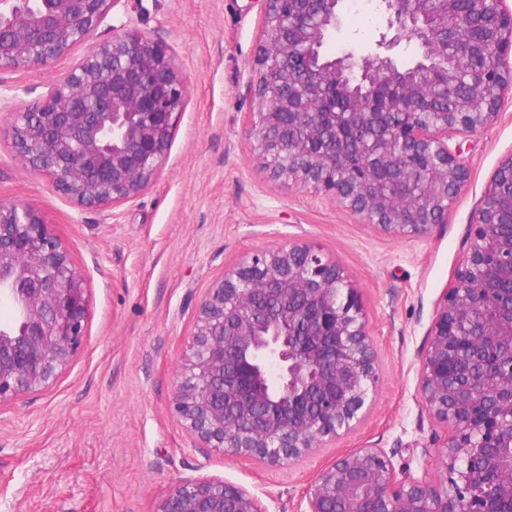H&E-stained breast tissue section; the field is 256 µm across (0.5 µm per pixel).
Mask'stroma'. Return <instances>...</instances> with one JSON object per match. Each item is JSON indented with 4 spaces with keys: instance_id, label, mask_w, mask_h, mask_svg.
I'll list each match as a JSON object with an SVG mask.
<instances>
[{
    "instance_id": "1",
    "label": "stroma",
    "mask_w": 512,
    "mask_h": 512,
    "mask_svg": "<svg viewBox=\"0 0 512 512\" xmlns=\"http://www.w3.org/2000/svg\"><path fill=\"white\" fill-rule=\"evenodd\" d=\"M133 23L176 57L188 89L165 166L136 198L85 209L31 173L11 145L12 113L37 104L90 47ZM383 26L375 0L347 11L333 52L367 53ZM260 0H120L86 43L45 69L0 72L20 87L0 110V201L37 212L80 271L90 300L82 349L58 380L0 412V512H157L186 477L208 476L297 512L321 469L380 448L395 471L435 477L425 449L442 425L422 408L420 355L467 252L469 220L512 157V94L496 122L461 136L469 180L446 223L395 240L327 197L272 180L252 149L249 81L263 39ZM309 242L348 274L376 342L380 381L360 423L281 466L200 447L172 409L175 370L199 308L225 270L258 250Z\"/></svg>"
}]
</instances>
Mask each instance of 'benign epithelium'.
Listing matches in <instances>:
<instances>
[{
	"mask_svg": "<svg viewBox=\"0 0 512 512\" xmlns=\"http://www.w3.org/2000/svg\"><path fill=\"white\" fill-rule=\"evenodd\" d=\"M121 0H0V71L46 68ZM250 135L270 176L312 189L396 239L447 222L466 185L448 141L492 125L512 90L507 0H381L373 52L329 57L343 0H263ZM416 62L400 69L402 44ZM187 91L167 47L136 28L93 46L13 113L31 172L85 207L133 200L164 166ZM0 409L53 385L81 350L83 277L31 209L0 203ZM379 378L360 295L311 244L258 251L203 301L174 410L202 448L269 465L360 421ZM424 410L451 428L436 477L398 478L379 448L323 469L298 512H512V157L470 218L466 258L421 354ZM158 512H269L223 480H182Z\"/></svg>",
	"mask_w": 512,
	"mask_h": 512,
	"instance_id": "benign-epithelium-1",
	"label": "benign epithelium"
}]
</instances>
